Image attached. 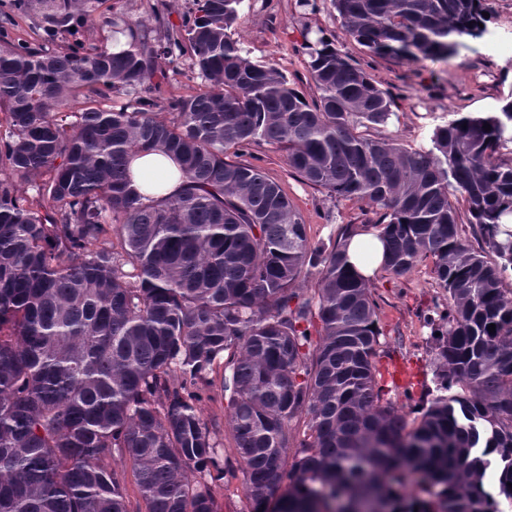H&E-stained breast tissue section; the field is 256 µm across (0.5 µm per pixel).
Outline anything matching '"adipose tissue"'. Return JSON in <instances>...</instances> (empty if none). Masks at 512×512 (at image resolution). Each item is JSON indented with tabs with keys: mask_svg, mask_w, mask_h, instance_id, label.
Wrapping results in <instances>:
<instances>
[{
	"mask_svg": "<svg viewBox=\"0 0 512 512\" xmlns=\"http://www.w3.org/2000/svg\"><path fill=\"white\" fill-rule=\"evenodd\" d=\"M133 184L147 200L178 193L182 186L177 162L148 150H139L129 158ZM384 243L377 231H358L348 241L346 252L352 270L371 277L384 268Z\"/></svg>",
	"mask_w": 512,
	"mask_h": 512,
	"instance_id": "adipose-tissue-1",
	"label": "adipose tissue"
}]
</instances>
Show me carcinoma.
Segmentation results:
<instances>
[{
	"mask_svg": "<svg viewBox=\"0 0 512 512\" xmlns=\"http://www.w3.org/2000/svg\"><path fill=\"white\" fill-rule=\"evenodd\" d=\"M105 2L0 0L42 39L0 34V512H130L119 461L147 512H217L212 484L237 470L201 413L218 368L253 512H500L478 493L491 470L512 502V101L454 113L428 146L370 138L391 99L328 40L305 45L310 103L243 55L241 0H193L178 27L156 8L153 40ZM331 2L396 62L487 33L483 0ZM97 14L125 49L67 41ZM187 54L208 89L167 97ZM120 91L133 108L98 102ZM261 144L371 208L392 275L432 263L448 306L426 319L437 394L421 392L414 426L385 399L379 303L347 263L351 229L312 243L281 185L242 160ZM143 148L176 159L179 193L145 204L130 189ZM411 473L430 499L404 495Z\"/></svg>",
	"mask_w": 512,
	"mask_h": 512,
	"instance_id": "obj_1",
	"label": "carcinoma"
}]
</instances>
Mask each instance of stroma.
I'll return each mask as SVG.
<instances>
[{"mask_svg": "<svg viewBox=\"0 0 512 512\" xmlns=\"http://www.w3.org/2000/svg\"><path fill=\"white\" fill-rule=\"evenodd\" d=\"M160 3L166 5L165 16L172 23L192 6V0H107L115 13L148 21ZM486 5L487 35L463 38L455 57L415 64L370 55L346 33L330 0H309L305 5L300 0H241L235 37L251 60L275 65L310 100L318 90L303 46L309 40L330 39L395 99L388 124L368 128L367 136L419 144L427 142L451 113L491 112L512 97V0H486ZM250 160L282 186L302 213L312 242L332 243L345 225L373 220L365 204L330 197L302 181L289 170L282 151L258 146ZM373 287L381 306L380 341L388 352L382 365L392 378L389 398L406 414V382L433 384L434 343L424 319L448 297L438 288L428 261L402 278L380 272Z\"/></svg>", "mask_w": 512, "mask_h": 512, "instance_id": "1", "label": "stroma"}]
</instances>
